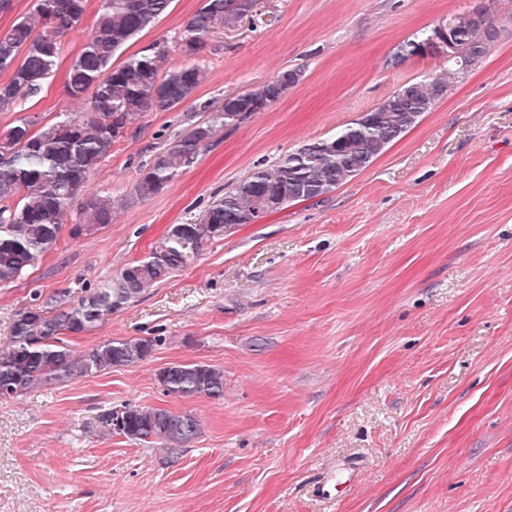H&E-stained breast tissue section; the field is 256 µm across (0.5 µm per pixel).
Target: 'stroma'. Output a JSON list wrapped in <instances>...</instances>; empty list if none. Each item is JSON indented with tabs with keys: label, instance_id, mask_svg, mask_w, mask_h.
<instances>
[{
	"label": "stroma",
	"instance_id": "1",
	"mask_svg": "<svg viewBox=\"0 0 512 512\" xmlns=\"http://www.w3.org/2000/svg\"><path fill=\"white\" fill-rule=\"evenodd\" d=\"M491 5L501 29L483 59L368 168L294 202L146 288L92 330L83 351L150 338L143 361L0 399V512H512V0H255L202 53L194 102L144 113L81 190L112 222L54 249L0 287V347L16 316L62 292L103 287L198 217L256 165L327 138L447 55L393 62L449 16ZM203 0L166 15L114 57L169 48ZM85 32L13 112L43 126L75 106L66 72ZM288 69L300 82L227 128L160 193L135 186L157 154L207 118L201 104ZM204 362L224 396L165 395L157 373ZM127 403L189 412L186 448L95 426ZM354 469L333 500L317 485Z\"/></svg>",
	"mask_w": 512,
	"mask_h": 512
}]
</instances>
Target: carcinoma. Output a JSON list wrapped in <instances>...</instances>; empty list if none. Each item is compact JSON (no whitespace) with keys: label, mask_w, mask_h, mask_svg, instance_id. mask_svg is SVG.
Masks as SVG:
<instances>
[{"label":"carcinoma","mask_w":512,"mask_h":512,"mask_svg":"<svg viewBox=\"0 0 512 512\" xmlns=\"http://www.w3.org/2000/svg\"><path fill=\"white\" fill-rule=\"evenodd\" d=\"M171 2L102 0L67 71L66 93L73 101L87 103L86 112H61L36 132L28 119L21 118L0 135V202L17 199L12 207H0V286L20 279L57 244L68 207L112 151L113 126L130 125L145 112L193 100L207 76L199 60L206 38L216 26L236 23L249 12L252 0H205L180 39L188 44L190 58L182 67L161 71L168 52L165 45L113 65L114 55L165 15ZM86 11L87 0H35L31 15L0 33V73L9 75L0 83V112L15 111L20 98L51 75L62 54V38L82 30ZM448 26L456 46L448 62L459 75L481 60L499 36V31L475 22L468 12L448 17ZM447 90L448 80L442 76L403 85L336 135L304 144L270 168H255L197 219L172 225L148 257L127 264L105 287L88 289L78 299L63 293L51 305L18 315L10 342L0 349V398L144 360L154 346L151 339L109 340L75 354L64 336L91 330L149 286L172 277L235 226L253 223L267 201L317 198L355 177L412 129ZM280 98L275 77L224 98L204 122L156 155L136 184V194L159 193L217 132L239 125ZM80 215L82 222L70 225L72 239L112 223V200L90 197L81 202ZM157 379L168 396L219 399L224 395V372L206 364L174 363ZM96 424L107 434L134 442L161 439L173 448L187 446L201 432L199 420L190 413L132 403L119 411H101Z\"/></svg>","instance_id":"1"}]
</instances>
